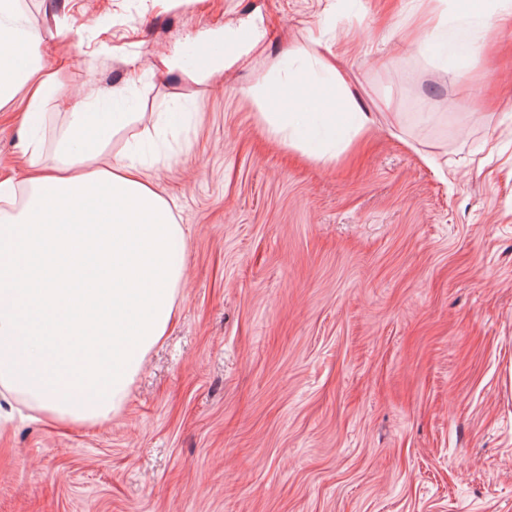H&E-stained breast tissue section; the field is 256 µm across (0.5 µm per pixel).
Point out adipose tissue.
I'll return each instance as SVG.
<instances>
[{
  "instance_id": "adipose-tissue-1",
  "label": "adipose tissue",
  "mask_w": 512,
  "mask_h": 512,
  "mask_svg": "<svg viewBox=\"0 0 512 512\" xmlns=\"http://www.w3.org/2000/svg\"><path fill=\"white\" fill-rule=\"evenodd\" d=\"M471 26L428 13L420 42L454 50ZM261 40L232 36L235 48L204 66L179 71L202 83L244 61ZM302 67L245 94L275 144L328 166L344 159L380 115L337 95L344 78L329 46L293 51ZM26 90L24 146L29 177L0 180V389L23 397L46 419L94 425L124 409L149 353L172 325L185 280L187 236L167 200L145 178L139 120L123 91L91 109L73 106L52 142L37 130L57 92L41 41L22 23L18 0H0V105Z\"/></svg>"
}]
</instances>
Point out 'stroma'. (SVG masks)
<instances>
[{"label":"stroma","instance_id":"obj_1","mask_svg":"<svg viewBox=\"0 0 512 512\" xmlns=\"http://www.w3.org/2000/svg\"><path fill=\"white\" fill-rule=\"evenodd\" d=\"M466 0H21L62 88L135 91L148 175L188 236L183 299L124 410L50 424L0 394V512H512V23L459 76L413 40ZM257 28L203 85L158 56ZM338 52L351 100L399 115L352 159L270 142L241 94L289 50ZM22 98L0 180L24 174ZM433 156L429 167L425 156Z\"/></svg>","mask_w":512,"mask_h":512}]
</instances>
